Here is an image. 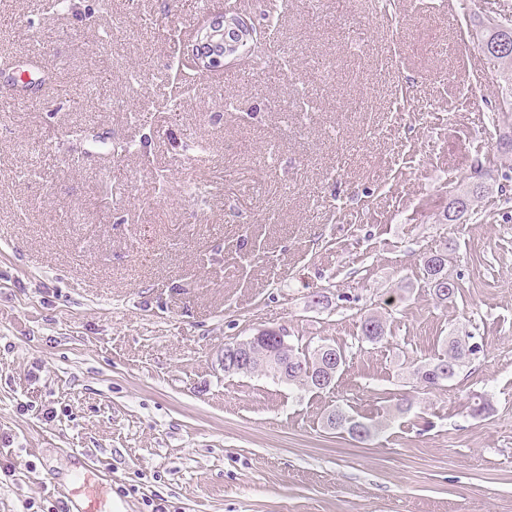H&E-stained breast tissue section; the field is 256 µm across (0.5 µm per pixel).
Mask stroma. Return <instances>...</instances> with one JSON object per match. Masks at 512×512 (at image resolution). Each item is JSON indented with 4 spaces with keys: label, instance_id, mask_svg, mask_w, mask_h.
Here are the masks:
<instances>
[{
    "label": "stroma",
    "instance_id": "35a3bbf8",
    "mask_svg": "<svg viewBox=\"0 0 512 512\" xmlns=\"http://www.w3.org/2000/svg\"><path fill=\"white\" fill-rule=\"evenodd\" d=\"M274 1L275 42L172 110L180 48L228 0H0V59L58 76L0 110V512H60L75 448L127 512H512L502 82L485 66L464 103L451 52L512 0H457L454 25L448 0H255L258 30ZM478 170L475 212L446 223ZM447 245L442 301L422 257ZM262 329L342 350L334 387L225 374L224 346ZM461 331L478 355L418 386ZM338 406L388 426L354 440L326 424Z\"/></svg>",
    "mask_w": 512,
    "mask_h": 512
}]
</instances>
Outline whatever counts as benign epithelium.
Listing matches in <instances>:
<instances>
[{
  "label": "benign epithelium",
  "mask_w": 512,
  "mask_h": 512,
  "mask_svg": "<svg viewBox=\"0 0 512 512\" xmlns=\"http://www.w3.org/2000/svg\"><path fill=\"white\" fill-rule=\"evenodd\" d=\"M254 37H256V26L251 18L224 13L200 33L192 55L197 67L206 71L212 68L218 69L223 66L224 59L237 58L239 47ZM258 339L260 335L257 334L245 342L224 347L220 357L221 368L228 373L248 371L251 357L250 345ZM274 341H276V349L273 351L271 360L273 364L280 367L285 352L290 349L288 336L278 330ZM319 362L315 380L317 386L324 387L335 379L336 351L333 347L325 345L321 348Z\"/></svg>",
  "instance_id": "7a95c632"
}]
</instances>
